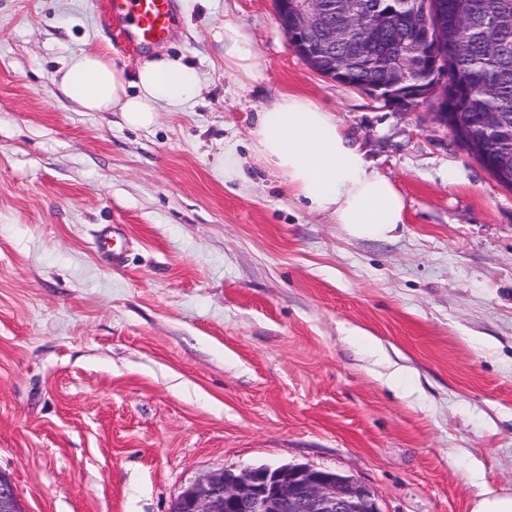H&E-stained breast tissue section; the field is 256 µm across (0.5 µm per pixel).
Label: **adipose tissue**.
Listing matches in <instances>:
<instances>
[{"label":"adipose tissue","mask_w":512,"mask_h":512,"mask_svg":"<svg viewBox=\"0 0 512 512\" xmlns=\"http://www.w3.org/2000/svg\"><path fill=\"white\" fill-rule=\"evenodd\" d=\"M224 73L246 87L262 77L251 33L228 21L220 35ZM54 82L87 112H121L133 128L155 124L161 111H180L198 96L202 73L192 63L161 56L126 73L105 55H69ZM247 148L255 166L275 173L310 211L332 215L353 236L392 238L404 223L407 201L388 177L372 168L365 150L335 112L314 99L284 94L257 112Z\"/></svg>","instance_id":"obj_1"}]
</instances>
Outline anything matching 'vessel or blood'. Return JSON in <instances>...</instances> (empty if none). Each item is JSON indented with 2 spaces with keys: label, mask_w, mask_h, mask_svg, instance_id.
Here are the masks:
<instances>
[{
  "label": "vessel or blood",
  "mask_w": 512,
  "mask_h": 512,
  "mask_svg": "<svg viewBox=\"0 0 512 512\" xmlns=\"http://www.w3.org/2000/svg\"><path fill=\"white\" fill-rule=\"evenodd\" d=\"M107 8L113 23L143 48L165 42L178 23L175 0H107ZM117 235L115 226L109 224L97 239L99 250L116 266L123 259L122 252L113 247Z\"/></svg>",
  "instance_id": "obj_1"
}]
</instances>
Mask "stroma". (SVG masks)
<instances>
[{
	"label": "stroma",
	"mask_w": 512,
	"mask_h": 512,
	"mask_svg": "<svg viewBox=\"0 0 512 512\" xmlns=\"http://www.w3.org/2000/svg\"><path fill=\"white\" fill-rule=\"evenodd\" d=\"M105 0H0V472L26 512H167L221 470L353 476L381 512H471L512 493V190L439 126L312 71L273 0H177L139 48ZM244 25L263 77L224 75ZM85 50L127 72L160 55L199 97L147 130L52 81ZM337 111L407 200L387 241L310 212L276 175L214 160L279 94ZM119 224L124 261L96 248ZM374 336L405 372L349 339ZM215 162L217 170L223 174L224 179L248 181L241 158L238 155V142L226 141L223 152L217 155ZM471 512H512V495L496 494L485 488L478 494Z\"/></svg>",
	"instance_id": "stroma-1"
}]
</instances>
